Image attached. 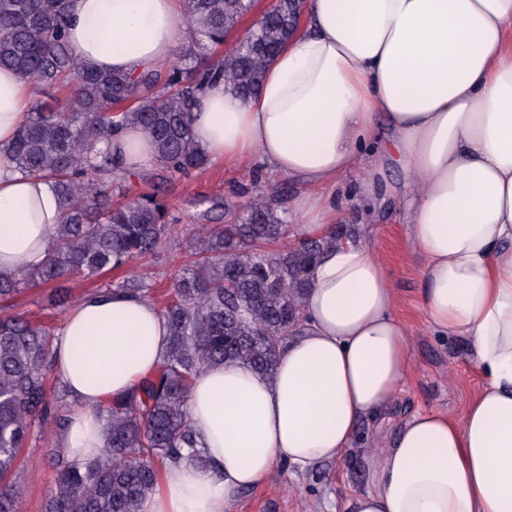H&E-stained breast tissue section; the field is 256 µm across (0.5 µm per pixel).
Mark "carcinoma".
Wrapping results in <instances>:
<instances>
[{
  "label": "carcinoma",
  "mask_w": 512,
  "mask_h": 512,
  "mask_svg": "<svg viewBox=\"0 0 512 512\" xmlns=\"http://www.w3.org/2000/svg\"><path fill=\"white\" fill-rule=\"evenodd\" d=\"M257 0H187L188 41L177 60L136 75L95 70L71 57L67 0H0V68L44 88L70 91L55 106L32 109L7 154L14 168L50 182L63 205L55 243L31 268L0 274V300L31 288H51V305L69 299L63 283L104 276L155 257L178 239L163 197L165 183L204 167L190 115L212 85L246 97L266 64L297 29L301 3L274 0L218 56L213 47L251 14ZM141 129L154 146L141 179L151 191L132 199L128 168L112 154V138ZM244 204H224L225 223L188 231L194 260L167 275L160 307L168 347L156 370L124 398L96 408L104 446L83 461L51 453L56 488L43 512H142L168 464L208 465L187 415L195 379L214 365L237 363L269 373L279 350L298 334L310 268L327 247L346 238L333 232L289 248L287 212L274 192L253 186ZM98 290L155 301L151 276L117 277ZM56 332L13 306L0 308V512H18L17 475L23 449L49 425L65 423L64 392L50 382Z\"/></svg>",
  "instance_id": "obj_1"
}]
</instances>
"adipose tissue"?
I'll use <instances>...</instances> for the list:
<instances>
[{
    "instance_id": "ef3b65f1",
    "label": "adipose tissue",
    "mask_w": 512,
    "mask_h": 512,
    "mask_svg": "<svg viewBox=\"0 0 512 512\" xmlns=\"http://www.w3.org/2000/svg\"><path fill=\"white\" fill-rule=\"evenodd\" d=\"M186 0H72L67 42L79 61L135 74L173 58ZM303 30L272 58L259 89L209 88L191 115L216 160L259 154L300 178L288 219L327 236L344 200L381 206L399 167L414 190L411 240L428 324L467 339L484 384L454 420L412 414L370 454V490L346 512H512V0H307ZM28 82L0 69V148L31 107ZM354 185L340 183L355 169ZM62 221L47 181L0 164V272L43 259ZM385 263L363 240L318 258L302 332L273 373L227 363L199 376L188 416L208 467L164 468L142 512H225L276 465L335 460L381 418L413 367ZM168 344L150 301L84 295L56 333L54 374L75 399L64 454L102 448L94 411L128 395Z\"/></svg>"
}]
</instances>
